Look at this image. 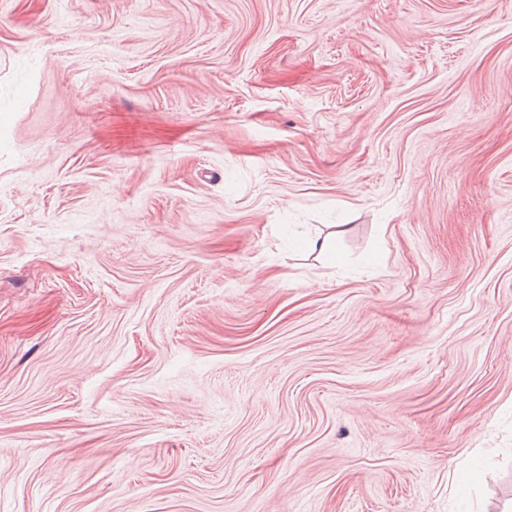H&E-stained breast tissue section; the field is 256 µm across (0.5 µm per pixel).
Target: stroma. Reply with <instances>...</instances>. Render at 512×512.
<instances>
[{"label": "stroma", "instance_id": "35a3bbf8", "mask_svg": "<svg viewBox=\"0 0 512 512\" xmlns=\"http://www.w3.org/2000/svg\"><path fill=\"white\" fill-rule=\"evenodd\" d=\"M0 512H512V0H0Z\"/></svg>", "mask_w": 512, "mask_h": 512}]
</instances>
